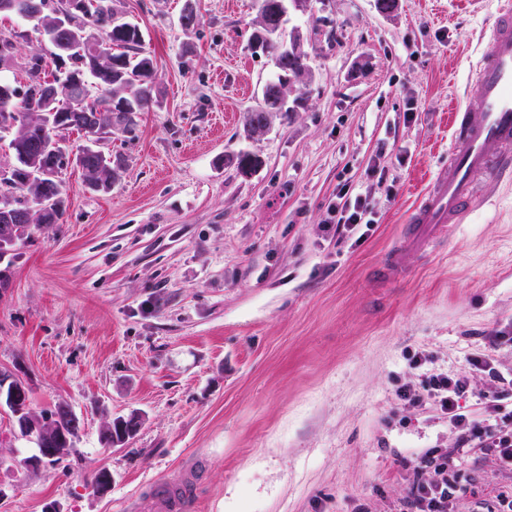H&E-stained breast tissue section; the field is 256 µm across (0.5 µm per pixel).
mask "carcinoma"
Listing matches in <instances>:
<instances>
[{
    "instance_id": "cac0c4a2",
    "label": "carcinoma",
    "mask_w": 512,
    "mask_h": 512,
    "mask_svg": "<svg viewBox=\"0 0 512 512\" xmlns=\"http://www.w3.org/2000/svg\"><path fill=\"white\" fill-rule=\"evenodd\" d=\"M298 8L308 0H257V16L249 38L253 52L270 58L274 75L266 81L262 98L244 117L251 135L270 128L273 114L295 111L296 102L287 98L293 89L302 96L301 84L309 76L307 55L301 49L300 36L284 35L286 2ZM47 0H0V14L36 21L37 29L55 49L56 71L47 69L39 54L25 63L27 83L16 87L0 81V135L14 133L11 146L16 165L0 174V228L17 225L21 240L47 224H57L64 213L62 172L70 162L82 171L93 190L106 189L112 181V155L84 145L72 153L66 146V133L77 130L95 137L112 131L116 125L128 131L135 117L159 104L157 68L154 57L143 46L138 24L121 16L114 0H87V7L76 11L71 0H57L45 12ZM18 34L0 37V65L11 61L17 49ZM261 165L259 157L241 153L236 157L239 173L248 175ZM18 214L29 215V222L16 224ZM7 408L20 437L32 442L38 454L21 460L55 464L60 458L49 453L68 441L75 445L80 421L68 407L57 406L47 412L54 434L46 436L25 424L30 417L29 396ZM138 421L111 419L101 435L106 448H119L134 436Z\"/></svg>"
}]
</instances>
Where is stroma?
I'll return each mask as SVG.
<instances>
[{"label": "stroma", "mask_w": 512, "mask_h": 512, "mask_svg": "<svg viewBox=\"0 0 512 512\" xmlns=\"http://www.w3.org/2000/svg\"><path fill=\"white\" fill-rule=\"evenodd\" d=\"M497 5L311 0L291 19L304 99L250 139L243 114L274 71L248 44L255 0H115L142 28L161 104L99 142L108 190L67 168L60 222L0 258V371L26 385L33 415L66 405L81 422L61 462L26 469L33 445L0 407V512H123L195 462L191 512H400L404 462L427 448L456 459L455 512H495L512 471L397 391L463 373V412L495 390L512 399V182L481 184L484 203L434 250H409L402 279L381 270L448 160V102ZM13 31L8 82L51 51L1 15ZM242 151L262 161L246 176L231 161ZM345 186L374 222L339 240ZM130 415L137 433L104 450L106 422Z\"/></svg>", "instance_id": "obj_1"}]
</instances>
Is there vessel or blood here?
I'll use <instances>...</instances> for the list:
<instances>
[{
	"label": "vessel or blood",
	"mask_w": 512,
	"mask_h": 512,
	"mask_svg": "<svg viewBox=\"0 0 512 512\" xmlns=\"http://www.w3.org/2000/svg\"><path fill=\"white\" fill-rule=\"evenodd\" d=\"M466 94L480 110L473 115L460 105L449 109L448 161L407 215L409 241L437 240L448 225L462 223L477 200V179L512 177V0H502L493 16ZM196 480L190 470L179 481L155 484L138 512H187Z\"/></svg>",
	"instance_id": "vessel-or-blood-1"
}]
</instances>
